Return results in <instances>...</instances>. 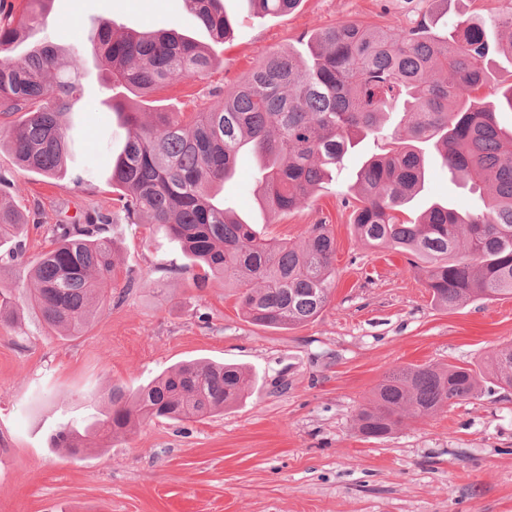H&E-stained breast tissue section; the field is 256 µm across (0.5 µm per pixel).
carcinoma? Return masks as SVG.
<instances>
[{
	"instance_id": "1",
	"label": "carcinoma",
	"mask_w": 512,
	"mask_h": 512,
	"mask_svg": "<svg viewBox=\"0 0 512 512\" xmlns=\"http://www.w3.org/2000/svg\"><path fill=\"white\" fill-rule=\"evenodd\" d=\"M221 0H185L215 43L231 22ZM301 0H247L256 18L294 12ZM52 0H26L19 15L0 17V112L21 114L7 133L22 168L49 178L66 172L70 153L64 118L79 91L80 50L62 53L30 41ZM506 33L489 43L487 27ZM25 47L22 61L10 53ZM308 58L274 51L259 61L224 103L190 120L156 112L141 122L122 97L112 111L127 130L112 161L110 185L128 217L163 227L186 254L192 284L220 276L238 288L253 324L286 329L316 318L335 276V241L313 224L303 246L276 243L217 199L245 151L261 161L259 200L273 214L303 206L313 191L364 139L393 149L372 155L357 175L353 227L364 245L413 257L425 273L432 302L445 310L512 295V131L495 120L497 105L477 96L491 53L512 58V11L435 31L432 17L409 28L342 22L309 36ZM95 55L112 84L147 94L164 83L199 77L213 64L209 47L174 30L116 36L100 22ZM432 147L454 177L489 187L484 208L461 212L433 202L417 221L405 218L424 187ZM99 224H55L50 248L31 269L30 305L52 330L80 336L114 282L110 218ZM20 215L0 202V244L20 252ZM14 284L0 285V322L12 320ZM512 390V346L491 367L402 365L389 372L356 415L359 434L384 438L408 416L432 414L477 397L484 383ZM253 376L233 365L187 361L131 392L107 395L108 408L78 430L63 426L54 442L78 458L153 419L201 420L248 397Z\"/></svg>"
}]
</instances>
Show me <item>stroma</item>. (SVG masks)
Listing matches in <instances>:
<instances>
[{
	"mask_svg": "<svg viewBox=\"0 0 512 512\" xmlns=\"http://www.w3.org/2000/svg\"><path fill=\"white\" fill-rule=\"evenodd\" d=\"M232 20L224 43H210L184 0H54L45 37L91 47L100 20L116 33L176 29L211 45L202 77L157 86L131 103L148 123L156 112L192 115L266 55L305 51L308 35L339 22L409 27L428 0H302L293 13L253 18L245 0H222ZM512 8V0H448L438 26ZM82 98L65 121L74 145L56 179L20 169L0 149V199L24 216L25 253L0 248V275L32 288L34 260L53 224L110 216L118 280L137 286L97 310L77 337L48 331L26 303L0 324V512H512V391L411 416L389 437L363 438L355 415L402 364L488 361L512 344V297L434 306L422 271L393 250L360 243L352 226L357 173L386 151L365 139L303 207L265 212L257 167L242 154L226 200L267 237L302 245L310 225H327L336 244L335 285L324 311L291 329L247 321L223 279L193 287L180 246L155 224H134L109 183L125 130L93 57L81 71ZM93 175L81 185L73 173ZM443 200L459 211L477 202L467 186L431 162L412 202L420 215ZM188 360L249 368L252 394L199 421L153 420L81 460L52 445L61 424L78 427L105 411L112 386L134 390Z\"/></svg>",
	"mask_w": 512,
	"mask_h": 512,
	"instance_id": "stroma-1",
	"label": "stroma"
}]
</instances>
